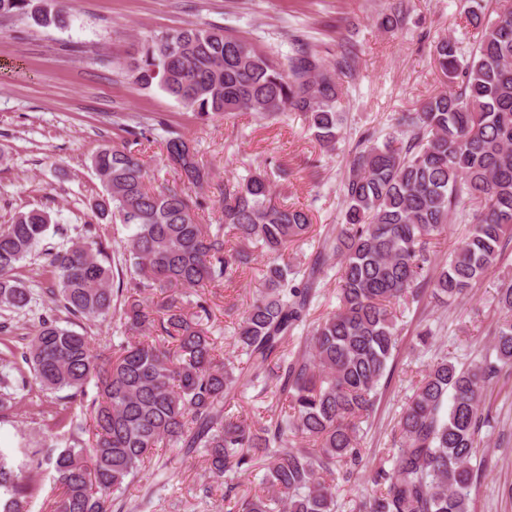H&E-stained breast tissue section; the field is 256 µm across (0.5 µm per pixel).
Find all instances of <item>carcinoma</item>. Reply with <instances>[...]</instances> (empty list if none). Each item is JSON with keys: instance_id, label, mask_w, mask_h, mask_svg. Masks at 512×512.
Segmentation results:
<instances>
[{"instance_id": "carcinoma-1", "label": "carcinoma", "mask_w": 512, "mask_h": 512, "mask_svg": "<svg viewBox=\"0 0 512 512\" xmlns=\"http://www.w3.org/2000/svg\"><path fill=\"white\" fill-rule=\"evenodd\" d=\"M465 3L478 31L472 49L450 36L433 48L448 89L402 113L383 142L364 137L342 187V223L307 262L284 259L311 228L308 210L275 199L273 177H286L285 169L224 183V223L201 224L205 198L150 185L149 164L135 149L146 131L120 125L119 141L91 157L104 193L90 208L130 230L121 244L125 279L114 284L107 249L90 226L70 246L44 250L50 293L68 315L123 321L126 340L110 358L38 309L14 276L44 240L49 213L33 208L0 228V310L35 321L22 351L0 357V411L24 392L65 391L90 412L94 435L84 447V427L73 424L72 444L21 448L18 462L0 448V512H30L28 477L45 462L59 490L52 512H111L157 448L200 457L210 477L225 478L228 512H336L338 482L362 468L360 424L394 372L402 332L396 305L427 297L444 307L464 298L497 265L512 232V0L493 16L484 0ZM64 9L65 0H0V18L27 14L44 26ZM126 70L140 88L159 87L203 120L299 112L328 151L339 138L342 81L356 75L351 52L327 61L296 39L291 54L274 58L215 24L140 39ZM159 128L179 181L210 185L212 171L192 141L162 121ZM455 220L470 222L468 235L440 260L435 247ZM332 257L339 306L313 320ZM248 271L260 288L234 323L238 361L226 362L205 289L229 288ZM187 289L197 291L195 301ZM154 290L157 301L149 298ZM497 298L495 358L461 365L435 356L403 406L400 447L387 449L392 466L372 470L374 490L358 512H473L484 393L512 366V280L499 284ZM243 380L271 392L281 408L257 420L232 411ZM260 463L263 490L237 495L233 477Z\"/></svg>"}]
</instances>
